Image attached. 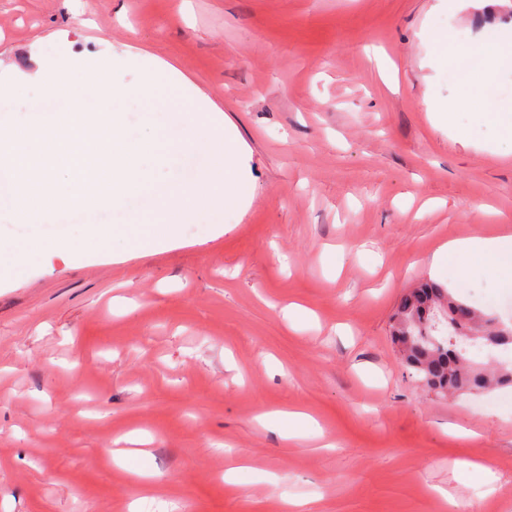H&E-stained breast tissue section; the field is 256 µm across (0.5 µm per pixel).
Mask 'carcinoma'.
Masks as SVG:
<instances>
[{
  "instance_id": "carcinoma-1",
  "label": "carcinoma",
  "mask_w": 512,
  "mask_h": 512,
  "mask_svg": "<svg viewBox=\"0 0 512 512\" xmlns=\"http://www.w3.org/2000/svg\"><path fill=\"white\" fill-rule=\"evenodd\" d=\"M448 295L441 285L424 282L402 296L391 335L403 344L405 366L440 395L486 389L501 382L500 376L468 359L467 338L452 326L450 311L464 318L472 307L453 298L447 309L440 310Z\"/></svg>"
}]
</instances>
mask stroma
<instances>
[{
    "label": "stroma",
    "instance_id": "1",
    "mask_svg": "<svg viewBox=\"0 0 512 512\" xmlns=\"http://www.w3.org/2000/svg\"><path fill=\"white\" fill-rule=\"evenodd\" d=\"M506 19L496 0H0V114L41 99L34 59L79 91L128 45L125 83L149 66L163 95L209 97L252 184L164 248L0 275V512H512V385L438 395L391 336L440 245L512 227V144L464 108L471 144L433 123L462 82L419 34L463 50ZM465 279L454 297L512 328V289ZM284 409L322 439L285 440ZM129 433L145 454L114 459ZM231 454L252 464L228 483ZM427 40H431L438 47V60L443 66L454 63L458 57L455 45L450 37H448V29L442 31L440 29H427L423 33Z\"/></svg>",
    "mask_w": 512,
    "mask_h": 512
}]
</instances>
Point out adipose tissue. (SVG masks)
<instances>
[{
    "instance_id": "ef3b65f1",
    "label": "adipose tissue",
    "mask_w": 512,
    "mask_h": 512,
    "mask_svg": "<svg viewBox=\"0 0 512 512\" xmlns=\"http://www.w3.org/2000/svg\"><path fill=\"white\" fill-rule=\"evenodd\" d=\"M465 57L469 64L468 82L458 100L437 101L432 106V119L447 127L457 140H468V132L457 126L453 113L457 107L491 115L499 133L512 139V99L499 98L494 90L496 70L512 67V23H500L485 31ZM473 261L485 264L507 286L512 287V230L503 229L490 237H468L442 244L430 261L434 275L455 280Z\"/></svg>"
}]
</instances>
